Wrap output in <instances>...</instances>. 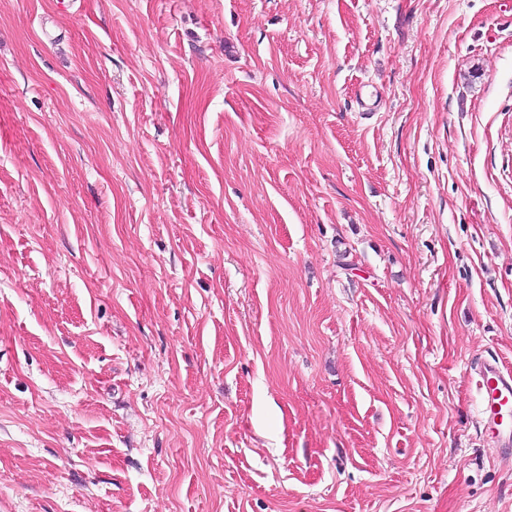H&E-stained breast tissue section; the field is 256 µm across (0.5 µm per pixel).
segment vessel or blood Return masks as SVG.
Wrapping results in <instances>:
<instances>
[{
    "mask_svg": "<svg viewBox=\"0 0 512 512\" xmlns=\"http://www.w3.org/2000/svg\"><path fill=\"white\" fill-rule=\"evenodd\" d=\"M471 380L480 395L483 432L501 453L512 454V367L497 357L474 363Z\"/></svg>",
    "mask_w": 512,
    "mask_h": 512,
    "instance_id": "obj_1",
    "label": "vessel or blood"
}]
</instances>
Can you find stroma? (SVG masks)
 Returning a JSON list of instances; mask_svg holds the SVG:
<instances>
[{
    "mask_svg": "<svg viewBox=\"0 0 512 512\" xmlns=\"http://www.w3.org/2000/svg\"><path fill=\"white\" fill-rule=\"evenodd\" d=\"M512 0H0V512H512ZM470 373L480 395L483 432L501 453L512 454V369L497 357H480Z\"/></svg>",
    "mask_w": 512,
    "mask_h": 512,
    "instance_id": "1",
    "label": "stroma"
}]
</instances>
